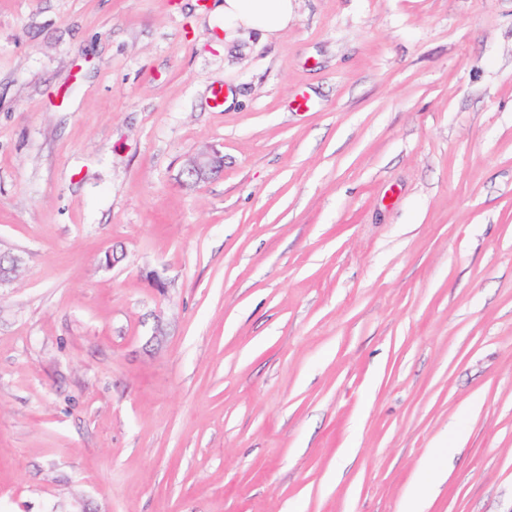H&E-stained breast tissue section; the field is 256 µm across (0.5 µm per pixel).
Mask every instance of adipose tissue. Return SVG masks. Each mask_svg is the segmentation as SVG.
Here are the masks:
<instances>
[{"mask_svg": "<svg viewBox=\"0 0 512 512\" xmlns=\"http://www.w3.org/2000/svg\"><path fill=\"white\" fill-rule=\"evenodd\" d=\"M213 14L224 19L225 33L255 31L275 38L295 20V0H216Z\"/></svg>", "mask_w": 512, "mask_h": 512, "instance_id": "obj_1", "label": "adipose tissue"}]
</instances>
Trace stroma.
I'll list each match as a JSON object with an SVG mask.
<instances>
[{"instance_id":"obj_1","label":"stroma","mask_w":512,"mask_h":512,"mask_svg":"<svg viewBox=\"0 0 512 512\" xmlns=\"http://www.w3.org/2000/svg\"><path fill=\"white\" fill-rule=\"evenodd\" d=\"M211 2L0 0V512H512V0ZM212 14L224 19V36L255 31L275 38L296 19L295 0H215ZM224 171V156L214 149L202 151L189 160L185 173L194 183L221 175ZM447 453L446 448L429 449V456L434 464V475L429 481L422 482L403 501L401 512H425L435 492L444 480L445 470L441 465V456Z\"/></svg>"}]
</instances>
